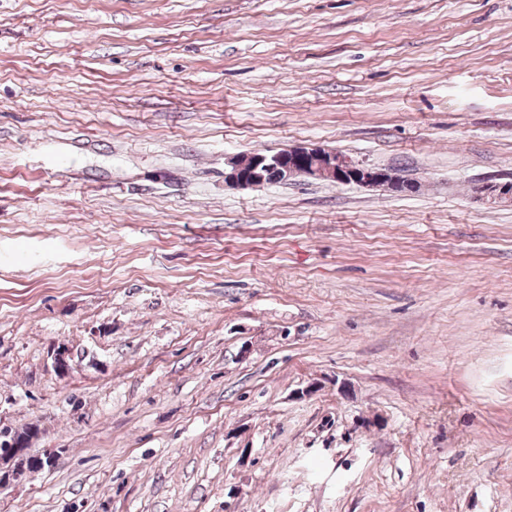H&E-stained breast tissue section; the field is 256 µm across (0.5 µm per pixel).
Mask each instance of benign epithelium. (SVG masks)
I'll use <instances>...</instances> for the list:
<instances>
[{"mask_svg":"<svg viewBox=\"0 0 512 512\" xmlns=\"http://www.w3.org/2000/svg\"><path fill=\"white\" fill-rule=\"evenodd\" d=\"M243 156L249 158V164H240L234 157L227 160L225 183L236 187H256L271 179L292 182L301 177L372 188L389 189L403 184L410 193L417 191L420 185L417 179L371 166L320 146L297 145L277 152L253 150L243 153ZM477 196L488 204L512 206V179L487 181L478 186ZM50 358L52 369L60 376L77 367L71 348L64 342L53 346ZM27 443V437L16 433L0 435V485L20 483L30 474L24 462Z\"/></svg>","mask_w":512,"mask_h":512,"instance_id":"1","label":"benign epithelium"}]
</instances>
